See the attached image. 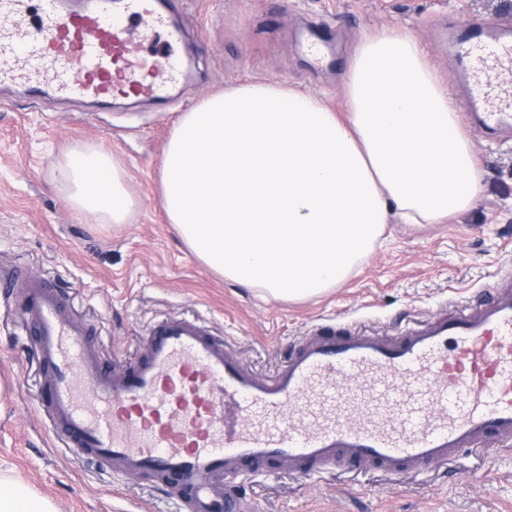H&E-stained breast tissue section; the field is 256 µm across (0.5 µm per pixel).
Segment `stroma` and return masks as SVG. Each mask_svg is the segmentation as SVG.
I'll return each instance as SVG.
<instances>
[{
  "label": "stroma",
  "mask_w": 512,
  "mask_h": 512,
  "mask_svg": "<svg viewBox=\"0 0 512 512\" xmlns=\"http://www.w3.org/2000/svg\"><path fill=\"white\" fill-rule=\"evenodd\" d=\"M185 75L158 99L90 101L0 91V264L54 283L92 325L118 368L149 325L168 315L205 321L248 366L272 372L322 324L389 336L441 308L476 301L512 267V146L470 129L484 190L468 212L440 224H389L336 286L285 300L238 285L183 242L163 208L160 170L179 116L246 81L278 80L344 106L343 75L358 42L383 29L409 32L445 86L454 75L431 25L463 16H512V0H171ZM342 40L332 68H313L311 27ZM103 146L138 205L127 223L79 215L70 201V152ZM35 337L16 294L0 287V472L47 497L56 512H186L141 476L89 460L50 426ZM240 497L254 512H512V446L463 452L392 478L369 467L324 465L305 475H247Z\"/></svg>",
  "instance_id": "35a3bbf8"
}]
</instances>
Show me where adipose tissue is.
Returning <instances> with one entry per match:
<instances>
[{
	"label": "adipose tissue",
	"mask_w": 512,
	"mask_h": 512,
	"mask_svg": "<svg viewBox=\"0 0 512 512\" xmlns=\"http://www.w3.org/2000/svg\"><path fill=\"white\" fill-rule=\"evenodd\" d=\"M345 115L282 82L241 84L174 124L160 172L166 214L211 269L247 288L303 299L343 281L385 224H436L483 188L461 109L409 36L357 44ZM82 215L125 223L135 204L103 150L67 157ZM0 512H54L0 475Z\"/></svg>",
	"instance_id": "obj_1"
}]
</instances>
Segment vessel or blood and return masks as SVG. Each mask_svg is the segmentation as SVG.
I'll use <instances>...</instances> for the list:
<instances>
[{
  "label": "vessel or blood",
  "mask_w": 512,
  "mask_h": 512,
  "mask_svg": "<svg viewBox=\"0 0 512 512\" xmlns=\"http://www.w3.org/2000/svg\"><path fill=\"white\" fill-rule=\"evenodd\" d=\"M167 12L166 0H0V86L102 105L160 97L180 78ZM160 32L166 50L144 66L140 44ZM439 38L453 48L467 122L511 136L512 18L473 16ZM0 284L34 328L54 428L113 472L151 477L188 512H243L238 481L264 468L343 461L400 476L512 443V290L499 284L396 336L319 327L269 376L180 315L155 320L133 362L106 368L50 282L1 265Z\"/></svg>",
  "instance_id": "obj_1"
}]
</instances>
